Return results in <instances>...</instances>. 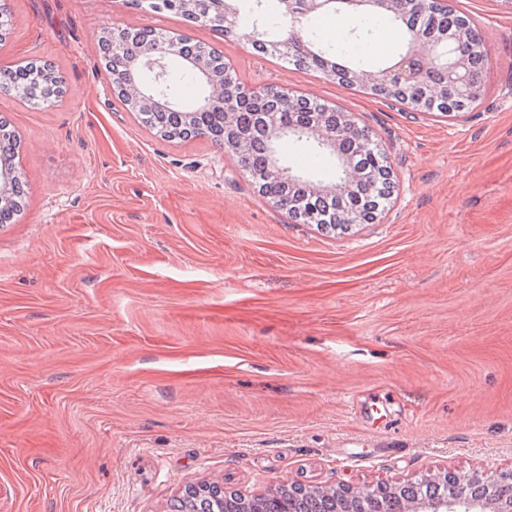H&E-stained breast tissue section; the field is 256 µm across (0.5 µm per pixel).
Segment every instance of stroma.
Masks as SVG:
<instances>
[{"label":"stroma","instance_id":"obj_1","mask_svg":"<svg viewBox=\"0 0 512 512\" xmlns=\"http://www.w3.org/2000/svg\"><path fill=\"white\" fill-rule=\"evenodd\" d=\"M490 48L488 93L448 119L126 0H9L0 64H52V105L0 91L23 207L0 224V512H170L185 486H397L512 470V11L453 0ZM365 68L403 49L353 19ZM184 33L244 87L349 111L395 184L328 232L261 196L209 139L164 140L113 95L115 27ZM294 172L327 185L314 143Z\"/></svg>","mask_w":512,"mask_h":512}]
</instances>
